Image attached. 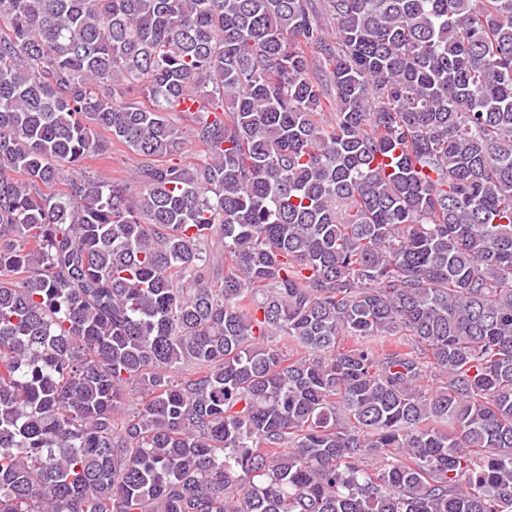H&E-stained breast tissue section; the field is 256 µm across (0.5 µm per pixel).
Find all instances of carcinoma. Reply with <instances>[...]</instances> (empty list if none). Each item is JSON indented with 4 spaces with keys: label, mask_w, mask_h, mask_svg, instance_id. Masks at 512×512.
<instances>
[{
    "label": "carcinoma",
    "mask_w": 512,
    "mask_h": 512,
    "mask_svg": "<svg viewBox=\"0 0 512 512\" xmlns=\"http://www.w3.org/2000/svg\"><path fill=\"white\" fill-rule=\"evenodd\" d=\"M0 512H512V0H0ZM200 107V102L194 97H186L183 101H181L178 110L182 112H171L170 120L176 125L179 129H181L186 134L190 133L189 127L192 124L190 121L191 113L189 112H197ZM101 138L106 140V154L86 164L90 173H103L110 179L124 178L134 169L139 160L122 143L112 141L107 132L100 131Z\"/></svg>",
    "instance_id": "1"
}]
</instances>
